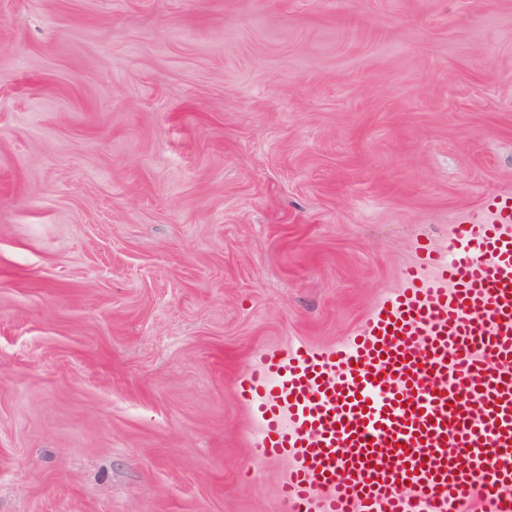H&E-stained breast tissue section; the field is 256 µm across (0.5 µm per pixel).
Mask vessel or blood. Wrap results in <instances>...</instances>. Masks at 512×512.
Wrapping results in <instances>:
<instances>
[{
    "instance_id": "b4317fda",
    "label": "vessel or blood",
    "mask_w": 512,
    "mask_h": 512,
    "mask_svg": "<svg viewBox=\"0 0 512 512\" xmlns=\"http://www.w3.org/2000/svg\"><path fill=\"white\" fill-rule=\"evenodd\" d=\"M262 458L289 460L288 512H486L512 505V197L336 347L258 353L239 384Z\"/></svg>"
}]
</instances>
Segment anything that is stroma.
I'll use <instances>...</instances> for the list:
<instances>
[{
  "mask_svg": "<svg viewBox=\"0 0 512 512\" xmlns=\"http://www.w3.org/2000/svg\"><path fill=\"white\" fill-rule=\"evenodd\" d=\"M512 195V0H0V512H285L236 395Z\"/></svg>",
  "mask_w": 512,
  "mask_h": 512,
  "instance_id": "35a3bbf8",
  "label": "stroma"
}]
</instances>
